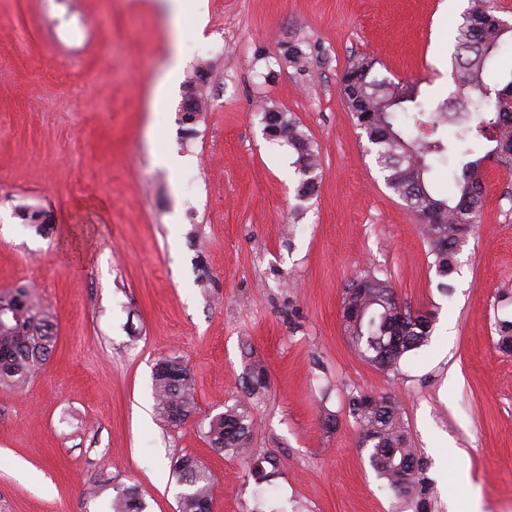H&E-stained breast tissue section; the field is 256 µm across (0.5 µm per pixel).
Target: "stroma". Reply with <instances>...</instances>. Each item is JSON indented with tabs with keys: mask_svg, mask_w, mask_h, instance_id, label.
I'll return each instance as SVG.
<instances>
[{
	"mask_svg": "<svg viewBox=\"0 0 512 512\" xmlns=\"http://www.w3.org/2000/svg\"><path fill=\"white\" fill-rule=\"evenodd\" d=\"M468 0H206L208 23L166 0H0V291L25 284L54 323L47 362L0 387V512H109L137 486L176 512V457L214 477L211 512H409L360 445L348 399L391 391L428 462L432 512H512V172L489 167L482 223L441 294L422 225L389 190L340 91L349 60L426 98L453 88V27ZM184 32L183 77L204 68V107L181 120L153 91ZM310 45L304 67L283 56ZM293 113L321 160L297 203L295 155L264 133L263 106ZM189 158L184 180L158 163ZM45 211L46 230L23 209ZM401 304L434 310L430 343L387 376L350 350L342 295L365 272ZM178 356L196 413L159 418L153 366ZM266 383L251 387L254 367ZM240 405L256 483L210 448L212 417ZM338 425L325 430L324 413Z\"/></svg>",
	"mask_w": 512,
	"mask_h": 512,
	"instance_id": "1",
	"label": "stroma"
}]
</instances>
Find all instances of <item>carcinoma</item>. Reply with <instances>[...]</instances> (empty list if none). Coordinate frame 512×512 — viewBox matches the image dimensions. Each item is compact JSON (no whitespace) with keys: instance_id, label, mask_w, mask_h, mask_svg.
<instances>
[{"instance_id":"cac0c4a2","label":"carcinoma","mask_w":512,"mask_h":512,"mask_svg":"<svg viewBox=\"0 0 512 512\" xmlns=\"http://www.w3.org/2000/svg\"><path fill=\"white\" fill-rule=\"evenodd\" d=\"M454 28V91L442 100L418 98L416 88L374 74L376 62L358 58L348 62L341 84L352 118L365 134L367 152L388 189L412 211L429 217L423 234L434 256L437 287L452 288L457 255L468 233L478 226L483 207V176L487 163L512 167V68L499 67L512 23L496 15L491 0H470ZM409 120L401 125L396 114ZM268 136L280 140L296 155L300 180L295 197L304 202L317 192L320 162L311 138L289 112H277ZM450 159L453 170L447 195L432 182V160ZM0 385L25 386L49 359L54 347L53 325L35 305L30 289L19 285L0 292ZM435 311L412 312L399 303L390 282L370 273L354 279L342 296V324L355 355L376 370L395 376L401 365L426 346L433 336ZM500 351L512 354V319L495 324ZM194 383L180 357L159 359L153 372L157 410L170 427L195 414ZM348 410L369 451L372 468L413 512H431L433 483L427 466L413 448L400 401L391 392L351 395ZM256 420L237 405L214 416L206 437L211 448L241 458L257 480L271 477L266 466L274 459L256 455L252 436ZM183 491L180 512H198L211 500L213 476L195 457L183 455L173 463ZM112 512H145L146 503L134 486L112 498Z\"/></svg>"}]
</instances>
